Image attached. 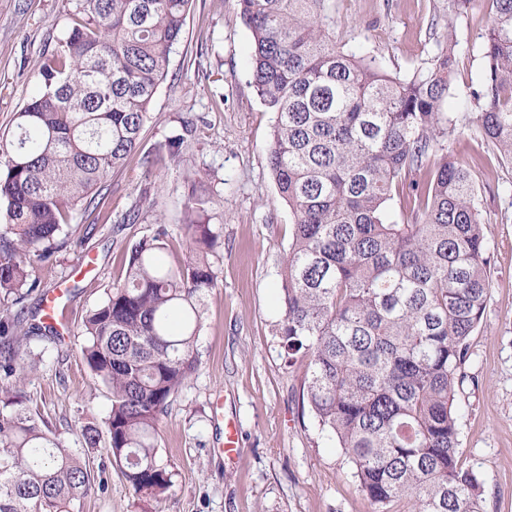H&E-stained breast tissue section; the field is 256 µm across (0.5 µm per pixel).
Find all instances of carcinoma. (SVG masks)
Returning a JSON list of instances; mask_svg holds the SVG:
<instances>
[{
	"instance_id": "cac0c4a2",
	"label": "carcinoma",
	"mask_w": 512,
	"mask_h": 512,
	"mask_svg": "<svg viewBox=\"0 0 512 512\" xmlns=\"http://www.w3.org/2000/svg\"><path fill=\"white\" fill-rule=\"evenodd\" d=\"M483 43L482 137L512 162V0H492ZM251 33V84L274 114L267 162L292 215L283 261L277 333L288 362L308 358L302 395L351 463L361 491L387 512H482V481L459 465L456 381L490 288L488 246L471 168L441 155L426 181L408 179L454 130L441 111L453 50L409 77L377 58L336 46L326 0H237ZM60 47L39 64L37 93L0 139V336L23 326L40 287L28 257L50 262L66 247L78 211L97 209L95 190L140 147L153 99L186 23L189 0H77ZM170 140L181 154L193 127ZM413 204L396 218L395 199ZM209 199L185 204L188 258L164 266L167 230L135 244L124 277L87 316L83 354L112 393L100 423L70 446L48 423L7 398L0 412V512H67L104 487L81 449L104 443L137 495L172 486L158 425L197 365L203 298L214 288L219 234ZM8 390L26 378L17 351H0Z\"/></svg>"
}]
</instances>
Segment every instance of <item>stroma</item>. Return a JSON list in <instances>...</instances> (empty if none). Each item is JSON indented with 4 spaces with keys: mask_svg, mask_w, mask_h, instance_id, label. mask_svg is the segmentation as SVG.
<instances>
[{
    "mask_svg": "<svg viewBox=\"0 0 512 512\" xmlns=\"http://www.w3.org/2000/svg\"><path fill=\"white\" fill-rule=\"evenodd\" d=\"M75 4L0 0V136L10 134L31 98L33 73L66 36ZM492 14L490 0H474L454 18L449 0H329L326 26L337 46L370 51L403 77L430 69L447 45L455 47L442 110L456 125L439 143L458 160L481 159L473 174L492 279L456 387L459 463L483 480L484 512H512V164L480 139L470 98L483 74L481 45ZM249 44L236 0H192L139 155L108 176L99 214L77 215L75 232L52 262L30 260L41 286L25 301V323H42L53 295L67 319L53 333L10 343L28 367L25 406L71 442L111 405L83 357L85 316L120 278L132 246L158 225L168 230L164 263L182 262L184 197L195 180L211 194L220 238L198 362L158 428L173 487L157 499L139 497L110 465L107 448H86L84 459L104 467L106 485L74 501L71 512H374L346 456L302 400L306 359L289 366L281 355L277 292L292 217L267 166L273 119L250 83ZM186 120L195 132L180 157L144 165L142 154L164 150ZM133 208L138 222L123 223ZM230 424L243 448L233 460L224 454Z\"/></svg>",
    "mask_w": 512,
    "mask_h": 512,
    "instance_id": "obj_1",
    "label": "stroma"
}]
</instances>
